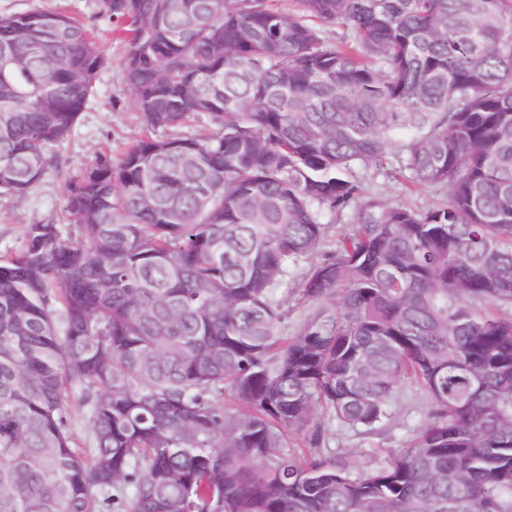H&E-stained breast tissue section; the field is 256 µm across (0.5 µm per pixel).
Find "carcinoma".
<instances>
[{
  "mask_svg": "<svg viewBox=\"0 0 512 512\" xmlns=\"http://www.w3.org/2000/svg\"><path fill=\"white\" fill-rule=\"evenodd\" d=\"M103 6L147 133L69 184L81 241L31 224L0 261V512H512V0ZM104 64L65 12L0 15V193ZM401 131L409 182L447 189L428 208L360 181ZM348 209L279 335L277 287ZM406 382L409 445L356 475L322 450L317 410L373 432ZM73 421L71 432L77 448H90L91 438L88 427L87 410L78 402V395L74 394L71 400Z\"/></svg>",
  "mask_w": 512,
  "mask_h": 512,
  "instance_id": "1",
  "label": "carcinoma"
}]
</instances>
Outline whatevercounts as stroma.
I'll return each instance as SVG.
<instances>
[{
    "instance_id": "obj_1",
    "label": "stroma",
    "mask_w": 512,
    "mask_h": 512,
    "mask_svg": "<svg viewBox=\"0 0 512 512\" xmlns=\"http://www.w3.org/2000/svg\"><path fill=\"white\" fill-rule=\"evenodd\" d=\"M51 10L72 13L93 29L106 64L70 134L55 146L52 167L26 194H0V260L22 247L26 229L31 224L54 223L61 226L65 236H77L78 225L67 209L68 182L82 175L100 155L119 157L144 130L142 116L121 76L128 47L113 37V24L104 12L101 0H0V15ZM362 182L368 194L418 207L446 196L441 187L409 189L404 171L395 162L389 165L387 172H365ZM304 272L301 266L289 268L278 289L287 311L278 326L281 335H292L308 312L299 295ZM429 411L426 393L407 383L391 401V417L383 430L361 435L334 426L326 445L345 453L354 470L359 471L370 464L369 449L406 446Z\"/></svg>"
}]
</instances>
